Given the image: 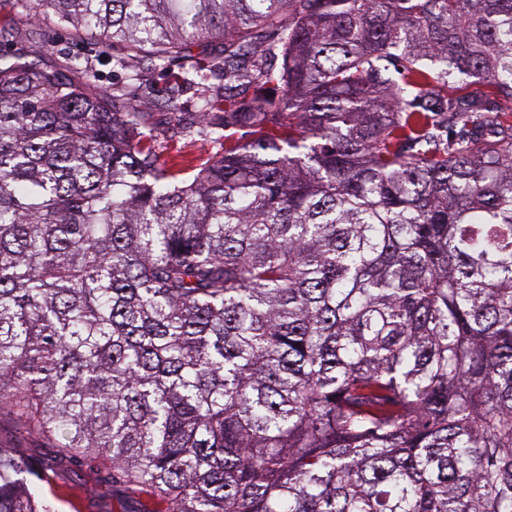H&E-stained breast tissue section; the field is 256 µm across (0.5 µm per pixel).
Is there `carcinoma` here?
<instances>
[{
	"instance_id": "cac0c4a2",
	"label": "carcinoma",
	"mask_w": 512,
	"mask_h": 512,
	"mask_svg": "<svg viewBox=\"0 0 512 512\" xmlns=\"http://www.w3.org/2000/svg\"><path fill=\"white\" fill-rule=\"evenodd\" d=\"M16 5L188 83L218 42L226 135L0 53V411L126 512H512V0ZM0 512H55L11 448Z\"/></svg>"
}]
</instances>
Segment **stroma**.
<instances>
[{"label":"stroma","instance_id":"obj_1","mask_svg":"<svg viewBox=\"0 0 512 512\" xmlns=\"http://www.w3.org/2000/svg\"><path fill=\"white\" fill-rule=\"evenodd\" d=\"M0 50H24L41 65L63 68L70 56L84 53L85 47L47 25L39 32L1 43ZM92 68L98 88L115 90L122 95L125 105L142 112L145 129L154 135L162 157L197 165L223 153L224 141L211 129L185 128L167 107L168 94L176 89L181 93L182 111L199 109L198 89L183 84L179 64L156 70L148 67L145 59L136 58L120 68L111 57L96 55ZM0 446L19 449L26 464L38 475L36 484L40 492L57 512H123L124 501L112 495L107 461L57 460L54 440L24 432L7 413L0 415Z\"/></svg>","mask_w":512,"mask_h":512}]
</instances>
